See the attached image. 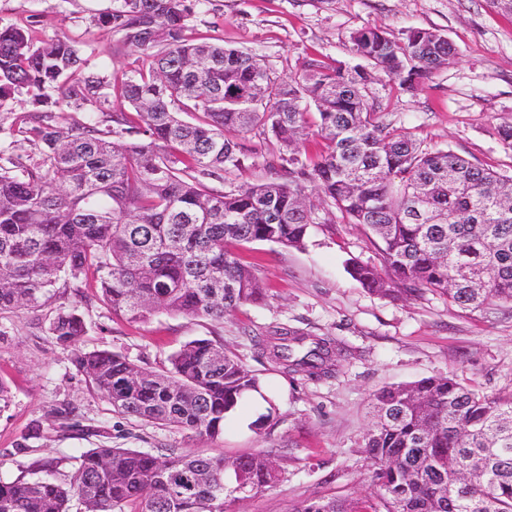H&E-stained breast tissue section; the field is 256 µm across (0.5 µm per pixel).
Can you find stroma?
Wrapping results in <instances>:
<instances>
[{
  "instance_id": "obj_1",
  "label": "stroma",
  "mask_w": 512,
  "mask_h": 512,
  "mask_svg": "<svg viewBox=\"0 0 512 512\" xmlns=\"http://www.w3.org/2000/svg\"><path fill=\"white\" fill-rule=\"evenodd\" d=\"M111 7L112 0H0V22L34 25L41 38L85 41L89 66L119 76L136 57L116 53L117 35L94 24ZM364 26L396 38L412 28L433 29L456 49L454 60L414 92L385 77L374 81L379 122L412 133L424 149H449L512 176V151L496 132L512 124V13L488 0H194L189 19L191 36L252 53L280 80L294 77L313 56L356 64L349 35ZM239 141V168L212 189L273 178L280 165L275 140L251 132ZM237 255L252 266L262 294L220 322L159 312L131 323L113 316L96 288H64L55 305L0 314V379L10 391L0 409V478L54 460L66 480L74 456L102 447L193 448L228 459L263 452L285 479L237 503L236 512H288L325 493L359 502L371 491L364 440L377 390L454 375L487 394L512 392V304L470 311L429 293L396 301L364 288L346 263L374 264L378 256L362 228L333 208H318L302 247L254 243ZM72 306L87 326L85 350L152 368L189 341L211 339L258 373L262 388L212 439L192 441L176 429L127 419L91 390L71 362V348L49 331L57 309ZM284 327L333 338L343 351L334 377L294 379L272 364L258 342ZM270 404L272 420L255 429Z\"/></svg>"
}]
</instances>
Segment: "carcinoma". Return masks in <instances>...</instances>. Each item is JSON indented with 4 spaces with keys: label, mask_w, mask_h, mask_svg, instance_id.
I'll use <instances>...</instances> for the list:
<instances>
[{
    "label": "carcinoma",
    "mask_w": 512,
    "mask_h": 512,
    "mask_svg": "<svg viewBox=\"0 0 512 512\" xmlns=\"http://www.w3.org/2000/svg\"><path fill=\"white\" fill-rule=\"evenodd\" d=\"M188 16L187 0H113L98 16V27L141 54L120 80L130 112L114 110L112 76L87 68L85 42H37L27 28L0 25V96L45 107L14 125L46 147L33 164L14 141L0 149V314L50 306L61 281L96 284L112 314L130 322L162 311L222 319L261 294L238 247L304 245L314 201L303 179L378 251V267L348 263L363 287L396 299L431 292L462 309L512 302V176L422 148L377 122L370 102L374 73L416 91L455 53L446 36L417 28L398 40L360 28L351 50L367 66L310 57L279 82L257 56L187 36ZM56 112L102 113L109 125H63ZM254 129L288 152V170L228 192L209 188L206 179L240 165L236 136ZM310 135L326 150L305 164L298 155ZM50 331L115 411L190 438L224 433L226 416L260 391V378L209 339L145 370L81 349L86 323L74 308L58 309ZM339 356L331 339L289 329L269 346L284 373L310 380L333 377ZM373 413L371 496L355 504L321 494L290 512H512V393L432 376L379 390ZM75 461L68 481L46 463L35 476L0 480V512H69L73 499L83 512H231L282 476L262 452L227 460L95 448ZM458 469L468 476L451 490Z\"/></svg>",
    "instance_id": "cac0c4a2"
}]
</instances>
